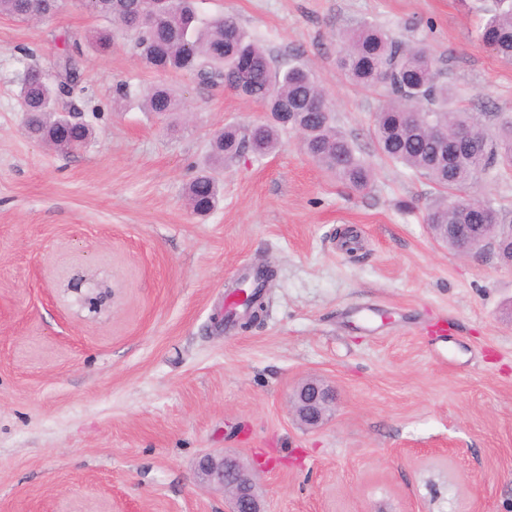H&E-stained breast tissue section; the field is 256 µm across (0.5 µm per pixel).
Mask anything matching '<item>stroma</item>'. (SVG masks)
<instances>
[{"label":"stroma","instance_id":"1","mask_svg":"<svg viewBox=\"0 0 512 512\" xmlns=\"http://www.w3.org/2000/svg\"><path fill=\"white\" fill-rule=\"evenodd\" d=\"M485 0H198L272 57L312 71L337 126L374 168L355 191L282 131L219 175L208 215L186 205L214 134L261 103L145 67L102 18L0 15V512H224L198 487L206 450L259 465L267 512H512V266L431 235L440 193L381 156L380 91L337 65L370 23L438 57L463 104L512 108V66L478 40ZM74 54L93 129L66 153L27 137V65ZM126 83L135 94L116 101ZM163 84L183 109L144 111ZM267 267L259 323L225 321L244 270ZM111 288L91 308L97 286ZM317 377L336 405L315 429L289 412Z\"/></svg>","mask_w":512,"mask_h":512}]
</instances>
